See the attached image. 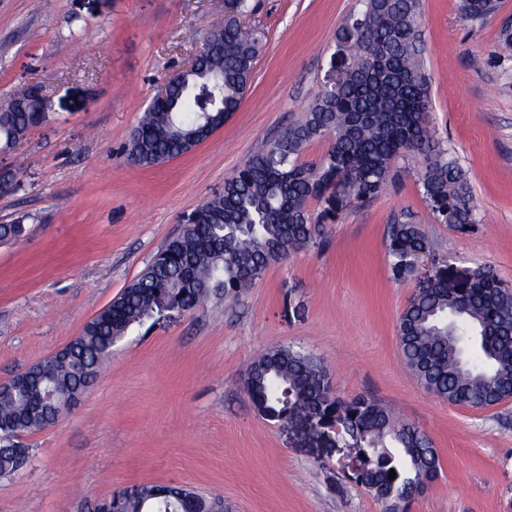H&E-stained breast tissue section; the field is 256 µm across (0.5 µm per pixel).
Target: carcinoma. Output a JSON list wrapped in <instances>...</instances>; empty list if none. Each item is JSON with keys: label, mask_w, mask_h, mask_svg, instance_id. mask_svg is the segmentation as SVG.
Segmentation results:
<instances>
[{"label": "carcinoma", "mask_w": 512, "mask_h": 512, "mask_svg": "<svg viewBox=\"0 0 512 512\" xmlns=\"http://www.w3.org/2000/svg\"><path fill=\"white\" fill-rule=\"evenodd\" d=\"M363 9L337 30L348 65L337 85L323 87L303 119L262 146L231 177L224 192L200 204L182 231L145 271L89 322L67 349L40 362L29 383L0 392V476L17 472L28 449L9 441L47 428L43 404L54 393L56 410L89 389L112 348L134 327L169 306H199L212 292H237L259 280L290 246L315 238L354 203L378 196L393 162L422 149L427 164L423 194L434 218L466 231L475 205L465 172L432 140L429 86L420 44L418 0H362ZM495 0H462L472 21L490 16ZM248 0H237L205 37L200 70L170 84L133 129L128 155L141 166L183 156L210 128L238 111L265 38L246 22ZM36 97L23 92L0 108V150L14 148L46 119ZM329 142L319 162L300 161L316 140ZM311 199L325 201L317 214ZM431 241L422 224H392L387 252L396 279L411 274ZM399 347L412 373L430 393L451 404L489 407L512 398V286L489 267L464 279L439 277L413 299L399 319ZM330 381L311 355L288 346L271 348L247 368L244 386L257 411L276 421L300 410H322L324 419L350 426L363 441L352 452L369 457L359 483L397 512L407 490L434 480L441 467L436 448L415 425L365 395L329 393ZM396 478L390 479V472ZM187 500H126L120 512H190Z\"/></svg>", "instance_id": "obj_1"}]
</instances>
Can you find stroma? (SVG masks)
<instances>
[{"mask_svg":"<svg viewBox=\"0 0 512 512\" xmlns=\"http://www.w3.org/2000/svg\"><path fill=\"white\" fill-rule=\"evenodd\" d=\"M266 34L243 102L192 152L126 159L131 131L181 71L226 0H0V105L28 87L46 121L0 151V383L51 355L128 287L265 141L299 122L331 76L336 32L360 0H249ZM461 0H419L435 140L467 173L468 232L436 223L426 157L391 167L377 197L324 225L237 296L135 328L52 427L17 437L30 460L0 478V512H91L113 492L181 485L226 512H385L341 461L352 440L307 412L264 419L244 390L266 349L313 354L342 396H369L419 427L441 470L401 512H512V401L452 405L411 376L399 317L440 276L491 267L512 285V0L480 22ZM423 224L429 255L391 276L389 225Z\"/></svg>","mask_w":512,"mask_h":512,"instance_id":"obj_1","label":"stroma"}]
</instances>
